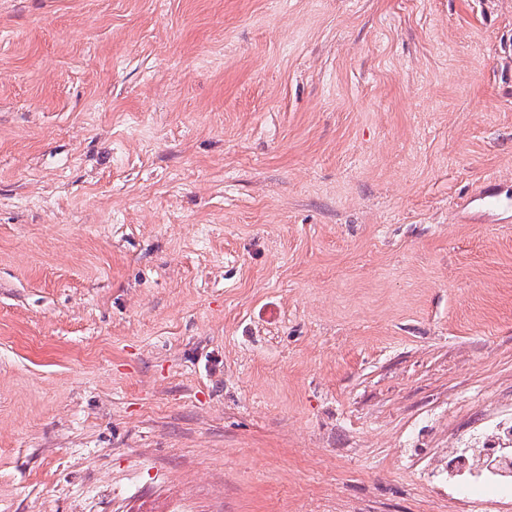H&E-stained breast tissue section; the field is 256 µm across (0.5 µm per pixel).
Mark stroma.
<instances>
[{"label":"stroma","instance_id":"stroma-1","mask_svg":"<svg viewBox=\"0 0 512 512\" xmlns=\"http://www.w3.org/2000/svg\"><path fill=\"white\" fill-rule=\"evenodd\" d=\"M510 417L512 0H0V512H456Z\"/></svg>","mask_w":512,"mask_h":512}]
</instances>
